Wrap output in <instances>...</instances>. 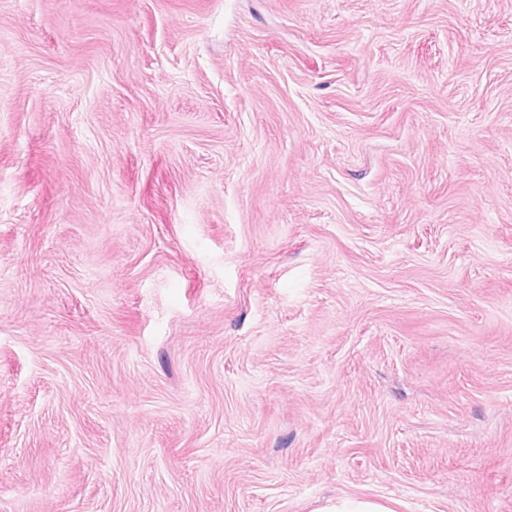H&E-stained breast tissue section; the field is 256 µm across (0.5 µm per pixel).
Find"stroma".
<instances>
[{"label": "stroma", "mask_w": 512, "mask_h": 512, "mask_svg": "<svg viewBox=\"0 0 512 512\" xmlns=\"http://www.w3.org/2000/svg\"><path fill=\"white\" fill-rule=\"evenodd\" d=\"M512 512V0H0V512Z\"/></svg>", "instance_id": "1"}]
</instances>
